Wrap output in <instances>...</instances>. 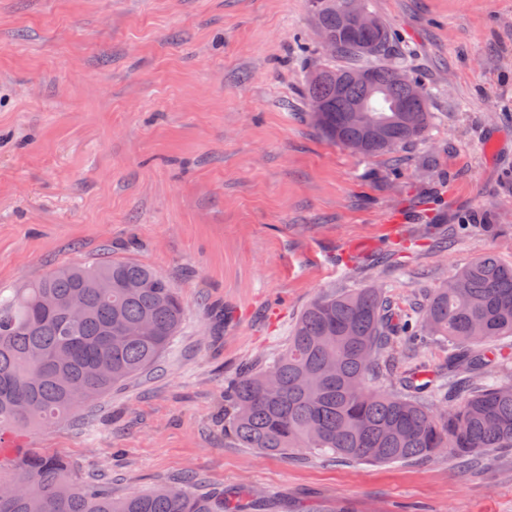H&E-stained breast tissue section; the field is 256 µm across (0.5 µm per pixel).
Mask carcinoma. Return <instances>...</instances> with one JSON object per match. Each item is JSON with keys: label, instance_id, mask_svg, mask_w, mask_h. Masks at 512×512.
Returning <instances> with one entry per match:
<instances>
[{"label": "carcinoma", "instance_id": "obj_1", "mask_svg": "<svg viewBox=\"0 0 512 512\" xmlns=\"http://www.w3.org/2000/svg\"><path fill=\"white\" fill-rule=\"evenodd\" d=\"M313 24L336 44L307 78L308 106L326 101L311 118L329 141L362 140L376 157L422 139L431 103L412 124L395 111L406 90L395 81L402 66L388 58L390 27L369 35L377 49L361 50L337 7L341 0H308ZM350 60L336 65V58ZM365 70L372 89L351 85L336 97L331 77ZM353 100L370 109L384 137L348 121ZM185 306L176 288L150 267L106 257L57 267L4 295L0 289V436L32 425L51 426L154 365L177 336ZM433 336L448 340L439 376L423 367L391 381L383 366L393 342L422 348ZM512 336V264L480 256L433 289L415 315L401 317L378 285L323 293L297 318L288 342L255 368L243 366L224 388L231 413L224 432L264 454L294 451L389 464L441 454L474 457L512 448V352L490 348ZM16 476L0 487L25 484L15 496L0 490V512H254L265 498L242 503L222 494L196 495L164 487L122 498L96 484L69 479L61 456L34 448H0V466Z\"/></svg>", "mask_w": 512, "mask_h": 512}]
</instances>
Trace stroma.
Listing matches in <instances>:
<instances>
[{"label": "stroma", "mask_w": 512, "mask_h": 512, "mask_svg": "<svg viewBox=\"0 0 512 512\" xmlns=\"http://www.w3.org/2000/svg\"><path fill=\"white\" fill-rule=\"evenodd\" d=\"M426 88L424 141H327L301 89L307 0H0V289L106 256L178 289L154 367L11 445L113 496L186 483L290 512H512V449L376 465L267 456L224 433V387L318 295L380 283L407 315L491 253L512 263V0H369ZM467 224L448 245L418 225Z\"/></svg>", "instance_id": "1"}]
</instances>
